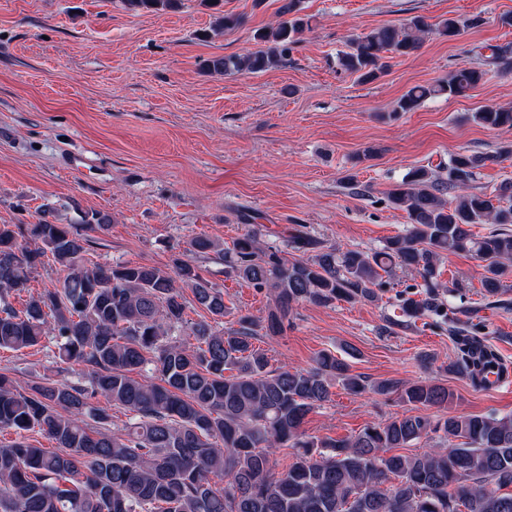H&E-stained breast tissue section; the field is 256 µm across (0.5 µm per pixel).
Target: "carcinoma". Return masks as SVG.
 <instances>
[{
  "label": "carcinoma",
  "mask_w": 512,
  "mask_h": 512,
  "mask_svg": "<svg viewBox=\"0 0 512 512\" xmlns=\"http://www.w3.org/2000/svg\"><path fill=\"white\" fill-rule=\"evenodd\" d=\"M178 2L125 0L131 11H166ZM279 16L277 26L254 33L255 48L206 67L256 74L282 61L309 19L300 16L299 0H282ZM432 30L455 38L461 27L448 18L433 29L416 17L375 28L351 40L338 66L373 82L386 71L387 55L413 53ZM508 60L496 46L481 66L412 87L395 111L411 112L434 97L467 98L488 74L485 66ZM469 119L512 130L511 107L481 106ZM511 157L507 146L496 155L459 152L434 169H409L386 194L409 227L373 253L327 247L304 233L289 246L311 256L293 261L276 246L261 247L253 231L225 250L210 238L192 239L190 251L222 255L228 273L272 298L265 319L242 315L239 328L228 331L223 289L189 261L175 260L170 271L86 265L92 240L83 230H107L105 215L84 217L82 230L45 218L1 224L0 350L48 342L57 371L76 380L41 376L21 385L0 373V432L17 436L0 442V512H512V416L448 412L454 393L435 376L368 384L329 351L308 369L274 368L254 345L260 329L283 335L300 303L374 299L383 274L399 267L420 276L422 291L399 300L402 318L389 325L430 318L438 329L448 326L458 352L443 370L485 387L495 356L482 338L485 325L457 326L455 310L439 297V268L445 257L469 253L485 262L484 295L504 293L503 279L512 274V181L491 196L470 183L487 164ZM478 224L494 230L478 235ZM49 257L65 276L14 308L10 298L29 292L32 274ZM185 287L210 319L186 318ZM183 333L196 346L186 348ZM336 382L356 394L395 395L407 408L351 437L306 435L305 417L331 401ZM114 406L131 414L116 430ZM35 431L61 452L27 443L25 433ZM421 442L420 452L391 453ZM282 448L292 449L293 459L278 471Z\"/></svg>",
  "instance_id": "cac0c4a2"
}]
</instances>
